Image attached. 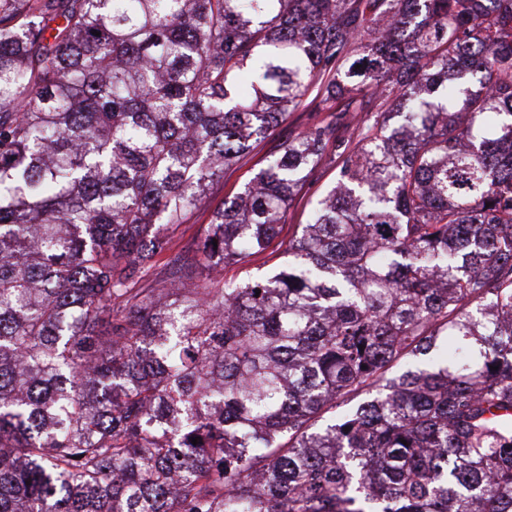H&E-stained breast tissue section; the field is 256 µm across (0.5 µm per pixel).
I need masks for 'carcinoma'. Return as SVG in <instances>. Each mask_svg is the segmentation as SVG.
I'll use <instances>...</instances> for the list:
<instances>
[{"instance_id": "carcinoma-1", "label": "carcinoma", "mask_w": 512, "mask_h": 512, "mask_svg": "<svg viewBox=\"0 0 512 512\" xmlns=\"http://www.w3.org/2000/svg\"><path fill=\"white\" fill-rule=\"evenodd\" d=\"M0 512H512V0H0ZM314 120V115L301 110L292 112L288 118L276 126L273 135L264 143L257 146L252 152L242 158L236 165L224 171V184L216 185L210 193L205 207L192 215L186 224H182L173 237L171 249L161 259H156V272L160 279L167 276L166 263L190 246L197 238L201 225L209 222L210 214L214 209L223 206L224 198L240 191L245 183L262 167L263 157L271 151L277 150L294 131L302 129ZM335 179L336 169L332 164L325 163L313 178H309L303 183L292 207L288 210L280 238L287 240L288 236L293 233L295 224L307 223L314 203L334 185Z\"/></svg>"}]
</instances>
